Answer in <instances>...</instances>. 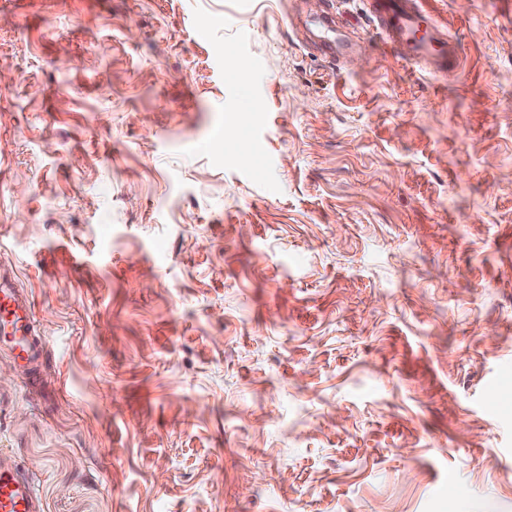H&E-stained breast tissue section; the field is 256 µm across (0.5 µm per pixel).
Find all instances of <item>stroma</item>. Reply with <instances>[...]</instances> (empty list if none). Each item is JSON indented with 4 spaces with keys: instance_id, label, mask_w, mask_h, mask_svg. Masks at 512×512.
Instances as JSON below:
<instances>
[{
    "instance_id": "1",
    "label": "stroma",
    "mask_w": 512,
    "mask_h": 512,
    "mask_svg": "<svg viewBox=\"0 0 512 512\" xmlns=\"http://www.w3.org/2000/svg\"><path fill=\"white\" fill-rule=\"evenodd\" d=\"M0 0V365L44 512H512V0ZM369 46L338 66L304 22ZM373 29L401 58L428 73L459 63L448 31L417 0H373ZM0 346L19 362L27 379H33L44 361L46 338L36 324L28 292L16 285L12 269L0 267Z\"/></svg>"
}]
</instances>
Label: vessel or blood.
<instances>
[{"label":"vessel or blood","instance_id":"b4317fda","mask_svg":"<svg viewBox=\"0 0 512 512\" xmlns=\"http://www.w3.org/2000/svg\"><path fill=\"white\" fill-rule=\"evenodd\" d=\"M374 30L401 58L430 73L457 66L459 50L445 27L419 0H373ZM318 48L332 60L346 58L355 45L322 19ZM0 346L28 376L44 361L46 339L32 313L28 292L16 285L13 270L0 267ZM0 512H41L40 500L21 468H0Z\"/></svg>","mask_w":512,"mask_h":512}]
</instances>
